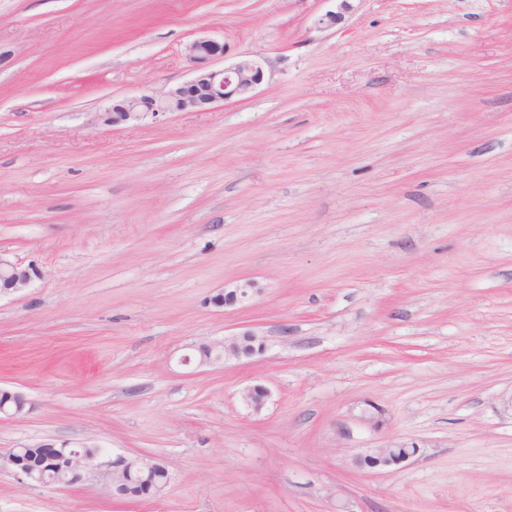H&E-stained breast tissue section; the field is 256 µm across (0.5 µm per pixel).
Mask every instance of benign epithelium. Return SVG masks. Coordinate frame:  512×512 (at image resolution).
Listing matches in <instances>:
<instances>
[{"instance_id": "benign-epithelium-1", "label": "benign epithelium", "mask_w": 512, "mask_h": 512, "mask_svg": "<svg viewBox=\"0 0 512 512\" xmlns=\"http://www.w3.org/2000/svg\"><path fill=\"white\" fill-rule=\"evenodd\" d=\"M350 10L349 0H339L337 10L328 11L318 19V24L333 27L341 22L344 13ZM187 55L196 64V75L189 81L162 95H140L122 98L99 112V119L106 125L134 123L144 119L147 114L159 112H204L220 103L233 99L249 98L264 80L262 62L253 57H242L222 69H211L209 64L219 61L225 56V44L222 41L200 37L186 47ZM37 272L0 255V294H14L29 286ZM252 283L245 282L236 289L215 295L211 302L219 307L232 306L250 297ZM211 351L220 355L218 362L239 360L250 356L239 345L238 337L205 343ZM270 391L263 385H253L242 392V401L255 411L265 405ZM29 401L17 391H8V397L0 404V416L18 417L26 413ZM41 464L35 469L25 461L18 460L14 467L30 482L45 484V464L50 463L57 471L64 474V483L74 484L82 478L83 471L94 466L100 456V450L88 455L84 452L68 450V443L47 442L39 445ZM415 448L371 449L365 458L371 467H391L404 463L415 456ZM113 471L123 475L130 471H138L149 476L156 469L163 468L158 462L147 461L139 457H119L110 463Z\"/></svg>"}]
</instances>
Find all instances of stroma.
Wrapping results in <instances>:
<instances>
[{"label":"stroma","instance_id":"35a3bbf8","mask_svg":"<svg viewBox=\"0 0 512 512\" xmlns=\"http://www.w3.org/2000/svg\"><path fill=\"white\" fill-rule=\"evenodd\" d=\"M0 0V512H512V0ZM263 60L249 99L107 126ZM252 282L247 302L215 307ZM256 333L263 350L182 364ZM271 397L261 411L244 388ZM55 440L163 463L29 484ZM387 446L417 456L360 467ZM186 51L197 65L192 79L163 95L122 98L99 112V119L105 125H118L141 121L149 113L209 111L223 102L249 98L264 80L263 64L253 57H242L222 69H210V63L225 56L223 41L200 37L190 42ZM36 275L34 269L23 267L0 254V294L22 292Z\"/></svg>","mask_w":512,"mask_h":512}]
</instances>
